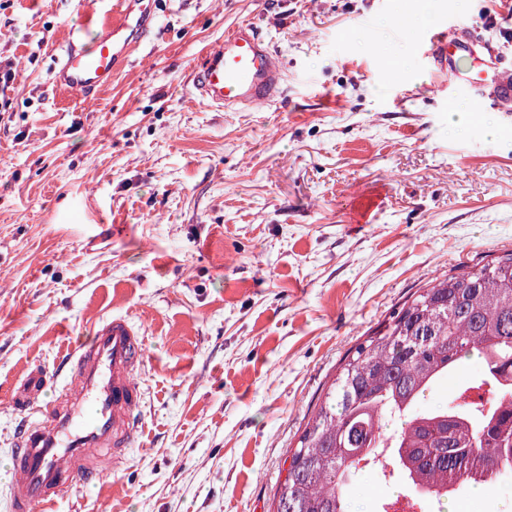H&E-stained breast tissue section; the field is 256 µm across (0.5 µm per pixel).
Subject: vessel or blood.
<instances>
[{"label": "vessel or blood", "instance_id": "obj_1", "mask_svg": "<svg viewBox=\"0 0 512 512\" xmlns=\"http://www.w3.org/2000/svg\"><path fill=\"white\" fill-rule=\"evenodd\" d=\"M155 6L156 0H116L111 19L63 47L56 89L87 96L111 84L129 64ZM423 50L435 76L468 90L477 104L512 111V61L476 29L431 27ZM202 56L191 79L209 107L241 112L286 96L280 56L250 22L235 25ZM144 358L142 336L120 315L77 339L55 373L30 371L8 399L23 416L13 438L9 512H52L77 483H92L125 463L138 431ZM49 388L57 394L46 402Z\"/></svg>", "mask_w": 512, "mask_h": 512}]
</instances>
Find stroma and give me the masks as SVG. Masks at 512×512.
<instances>
[{"label":"stroma","mask_w":512,"mask_h":512,"mask_svg":"<svg viewBox=\"0 0 512 512\" xmlns=\"http://www.w3.org/2000/svg\"><path fill=\"white\" fill-rule=\"evenodd\" d=\"M500 0H159L97 97L55 91L112 0H0V512L29 368L98 321L145 341L130 460L55 512H270L342 359L432 277L512 251V116L426 74L434 24ZM248 21L288 98L196 99Z\"/></svg>","instance_id":"1"}]
</instances>
